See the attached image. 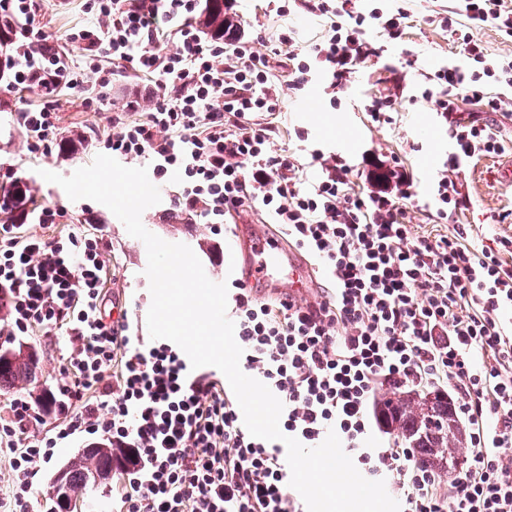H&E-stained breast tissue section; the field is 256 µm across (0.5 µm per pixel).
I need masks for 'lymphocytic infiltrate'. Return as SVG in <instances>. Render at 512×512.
Returning a JSON list of instances; mask_svg holds the SVG:
<instances>
[{"label": "lymphocytic infiltrate", "instance_id": "obj_1", "mask_svg": "<svg viewBox=\"0 0 512 512\" xmlns=\"http://www.w3.org/2000/svg\"><path fill=\"white\" fill-rule=\"evenodd\" d=\"M203 0H84L90 24L65 36L61 52L40 26L41 0H0V24L11 25L13 53L1 69L10 88L36 93L19 113L30 152L46 150L56 129L60 94L86 81L106 89L124 69L153 80L157 95L145 118L121 120L99 140L104 154L147 159L157 180L179 173L176 208L212 234L228 214L260 207L288 242L313 259L327 282L302 305L262 300L240 280L229 294L241 367L284 405L285 435L314 447L335 430L365 474L387 480L402 512H512V239L471 249L466 229L412 238L414 181L401 168L376 166L372 188L356 192L353 168L316 150L320 172L304 187V167L270 149L268 115L283 101L273 57L243 34L206 35L193 19ZM326 16L309 49L291 53L290 82L304 89L312 70L332 89H349L380 49L375 29L400 44L403 11L362 12L357 0H307ZM464 62L435 72L422 97L446 116L454 149L434 183L437 218L466 203L455 179L477 155L512 151L465 103L499 111L512 90V55L488 58L476 36L490 26L512 40V0H459L441 20ZM171 39L165 51L159 44ZM498 93H491V86ZM99 240L71 233L46 240L0 225V294L11 300L13 329L65 331L69 381L50 395L58 411L81 404L65 435L100 436L118 448L123 512H300L288 493L287 450L251 436L234 396L194 373L168 344L132 343L124 320L102 312ZM121 367L107 382L104 367ZM414 388L452 387V408L469 427L471 448L450 495L410 448L393 441L365 447L378 382ZM30 403L18 396L0 417V457L13 479L0 512H32L33 479L57 439L28 440Z\"/></svg>", "mask_w": 512, "mask_h": 512}]
</instances>
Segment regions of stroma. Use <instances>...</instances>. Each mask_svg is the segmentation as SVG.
Wrapping results in <instances>:
<instances>
[{
    "mask_svg": "<svg viewBox=\"0 0 512 512\" xmlns=\"http://www.w3.org/2000/svg\"><path fill=\"white\" fill-rule=\"evenodd\" d=\"M363 7L383 11L405 9L409 19L401 44L371 58L351 88L340 94L336 106L330 103L329 80L322 71L314 72L305 90L290 89L288 56L280 54L274 74L286 107L271 118L275 128L271 150L278 153L289 149L304 158L319 149L340 154L361 170L372 160L389 165L400 162L412 175L418 194V206L409 214L413 236L450 234L462 226L469 243L478 249L496 238H512V184L502 182L498 169L501 158L497 155L465 163L458 180L471 200L470 205L447 219H433L431 186L448 159L452 140L447 119L437 112L434 101L422 98L421 90L428 83V74L460 61L455 44L440 26L441 16L455 11L456 0H365ZM232 14L246 36L255 38L256 49L265 51L259 34L280 23L268 0H234ZM90 20V15L82 10L81 0H46L40 24L61 47L70 28ZM144 86V79L133 75L119 79L103 93L105 100L101 103L96 100L100 93L94 88L63 92L57 108V135L48 152L34 155L28 149L18 111L36 103L37 98L30 92L7 89L5 80L0 78V184L7 182L9 176H16L32 187L37 202L64 208L61 223L46 228L29 218L25 221L26 231L47 239L63 238L72 231L101 238L107 272L104 293L120 297L131 338L146 345L150 342L146 315L151 295L145 275L144 243L130 236L106 206L91 200L71 201L59 185L42 176L46 170L68 176L90 165L97 154L98 139L113 133L116 119L127 117L130 95ZM385 96L394 99L396 116L393 123L379 125L371 121L364 106L372 98ZM178 179V174H171L167 184L161 186L160 203L142 214L144 226L165 241L190 246L213 281L234 280L237 273L227 238L211 234L204 225L176 210L173 191ZM0 346L24 347L38 359L36 379L20 390L32 405H39L43 396L64 381L70 353L68 337L58 333L47 335L39 329L21 337L12 335L8 312L0 309ZM90 443L87 437L60 441L53 459L34 479L35 512H46V488L55 472Z\"/></svg>",
    "mask_w": 512,
    "mask_h": 512,
    "instance_id": "obj_1",
    "label": "stroma"
}]
</instances>
